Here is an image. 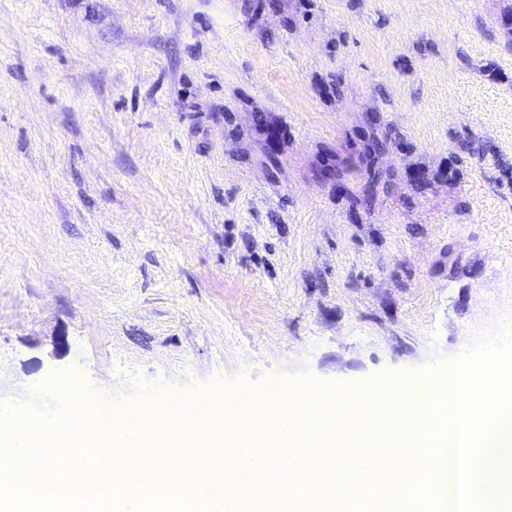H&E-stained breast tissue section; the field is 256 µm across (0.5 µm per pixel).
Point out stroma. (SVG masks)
Instances as JSON below:
<instances>
[{
	"label": "stroma",
	"mask_w": 512,
	"mask_h": 512,
	"mask_svg": "<svg viewBox=\"0 0 512 512\" xmlns=\"http://www.w3.org/2000/svg\"><path fill=\"white\" fill-rule=\"evenodd\" d=\"M510 316L512 0H0V405L425 377Z\"/></svg>",
	"instance_id": "35a3bbf8"
}]
</instances>
